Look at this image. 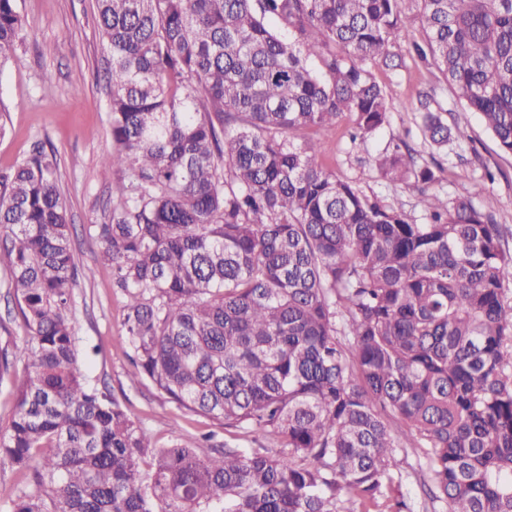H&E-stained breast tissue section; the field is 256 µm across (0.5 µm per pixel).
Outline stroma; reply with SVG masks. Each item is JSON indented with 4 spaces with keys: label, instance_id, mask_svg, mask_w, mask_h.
Here are the masks:
<instances>
[{
    "label": "stroma",
    "instance_id": "1",
    "mask_svg": "<svg viewBox=\"0 0 512 512\" xmlns=\"http://www.w3.org/2000/svg\"><path fill=\"white\" fill-rule=\"evenodd\" d=\"M400 7L412 19L394 47L403 64L394 72L375 73L386 87L389 125L362 143L351 140L346 118L336 127L308 128L304 134L321 142V161L339 178L417 219L421 211L415 206L416 191L381 179L374 165L390 142L404 140L420 162L435 167V192L492 206L496 222L507 231L504 246L512 250V154L499 148L479 114L463 110L438 70L413 52V43L425 37L421 0H401ZM18 8L26 21L25 64L0 71V102L8 109L6 132L0 137V169L27 157L38 145L56 154L76 262L95 270L93 279L74 290L80 369L107 387L157 444L193 442L214 431L219 440L252 451L250 440L221 431L218 422L169 402L149 384L129 379L131 364L123 344L126 298L113 289L112 270L99 262L100 244L87 232L89 225L106 221L112 207L108 190L123 180L118 171L106 179L99 174L112 140L103 80L107 51L97 26L96 0H18ZM423 89L435 91L449 125L462 132L447 154L432 149L419 129L414 106ZM489 171L494 180L486 179ZM400 454L406 471L401 491L413 512H446L444 502L426 493L429 471L422 449L407 447Z\"/></svg>",
    "mask_w": 512,
    "mask_h": 512
}]
</instances>
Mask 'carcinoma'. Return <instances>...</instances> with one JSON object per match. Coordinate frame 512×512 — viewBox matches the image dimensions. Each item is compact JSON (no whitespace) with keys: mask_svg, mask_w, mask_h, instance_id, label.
<instances>
[{"mask_svg":"<svg viewBox=\"0 0 512 512\" xmlns=\"http://www.w3.org/2000/svg\"><path fill=\"white\" fill-rule=\"evenodd\" d=\"M415 46L512 153V0H421ZM400 0H96L110 56L112 151L124 172L92 224L127 299L135 382L237 435L156 445L78 368L79 271L38 147L0 170V270L26 336L0 347L12 387L0 467L10 512H405L399 437L427 449L448 512H512V253L489 208L431 191L406 143L375 158L426 223L318 162L298 132L390 123L375 67L409 20ZM25 22L0 0V72ZM415 111L437 151L460 137L435 93ZM21 476L8 467L0 468V512L5 508L16 493Z\"/></svg>","mask_w":512,"mask_h":512,"instance_id":"carcinoma-1","label":"carcinoma"}]
</instances>
